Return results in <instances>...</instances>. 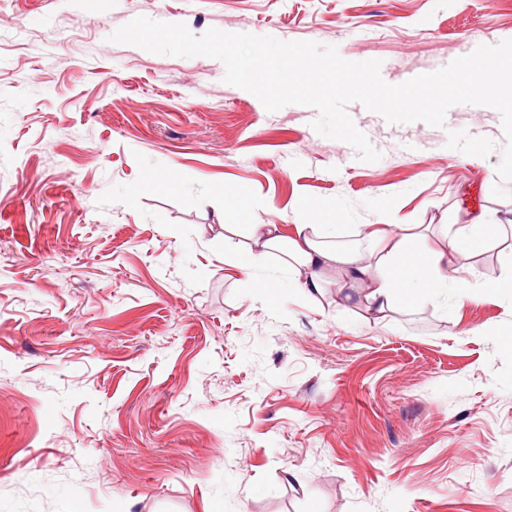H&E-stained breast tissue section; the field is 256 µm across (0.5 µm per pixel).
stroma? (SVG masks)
I'll return each instance as SVG.
<instances>
[{
	"instance_id": "1",
	"label": "stroma",
	"mask_w": 512,
	"mask_h": 512,
	"mask_svg": "<svg viewBox=\"0 0 512 512\" xmlns=\"http://www.w3.org/2000/svg\"><path fill=\"white\" fill-rule=\"evenodd\" d=\"M139 16L377 60L391 84L512 39V0H0V512H512V229L458 254L461 306L378 319L339 280L224 254L223 204L466 224L512 212L499 113L444 127L267 112L204 56L114 44Z\"/></svg>"
}]
</instances>
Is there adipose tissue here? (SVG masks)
I'll list each match as a JSON object with an SVG mask.
<instances>
[{
    "label": "adipose tissue",
    "mask_w": 512,
    "mask_h": 512,
    "mask_svg": "<svg viewBox=\"0 0 512 512\" xmlns=\"http://www.w3.org/2000/svg\"><path fill=\"white\" fill-rule=\"evenodd\" d=\"M500 224L481 220L449 230L447 225L424 226L403 236L387 224H366L362 237L371 246L372 261H364L355 249L339 245L338 224H300L294 235L283 234L275 224L256 225L253 245L233 238L234 225H225L224 247L246 279L255 287L268 289L269 281L256 278L271 253L282 256L283 267H302L308 272L300 288L307 296L318 294L326 272H336L347 286L356 288L365 311L385 314L393 305H414L425 297L444 298L455 293L471 296L468 282L449 275L453 256L461 250L479 251L497 238Z\"/></svg>",
    "instance_id": "1"
}]
</instances>
